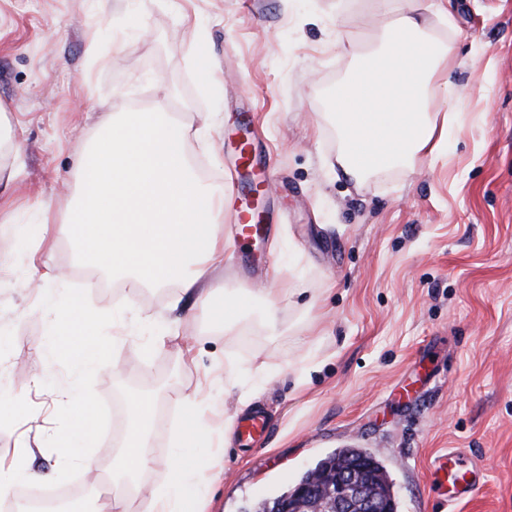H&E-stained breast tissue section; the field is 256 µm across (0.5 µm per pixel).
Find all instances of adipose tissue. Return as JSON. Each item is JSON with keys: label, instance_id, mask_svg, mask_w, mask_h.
Here are the masks:
<instances>
[{"label": "adipose tissue", "instance_id": "adipose-tissue-1", "mask_svg": "<svg viewBox=\"0 0 512 512\" xmlns=\"http://www.w3.org/2000/svg\"><path fill=\"white\" fill-rule=\"evenodd\" d=\"M383 10L398 13L386 27L363 64L340 82L330 99L341 143L337 177L360 181L364 176L410 166L424 156L448 149L453 126L430 113L441 101L448 113L459 111L465 97L444 73L453 68L451 45L427 33L420 16L433 10L449 34H456L452 14L442 0H377ZM192 128L183 126L158 99L147 112H124L111 129L98 135L79 167V202L63 223L48 208L37 206L43 232L76 243L85 262L99 269L127 271L133 282L150 280L175 285V303L193 300L210 317L232 326L253 291L228 293L212 301L210 276L224 265L229 239L218 218L224 212V190L200 181L188 168L185 142ZM77 330L88 338L79 352L53 347L50 358L67 359L87 375L114 360L120 345L115 336L97 329L104 315L86 310L81 298L70 301ZM58 398L78 405L82 414L73 424L75 444L96 440V407L82 388L57 389ZM165 451L168 482L152 494L153 512H200L203 494L191 495L193 476L184 450L204 434V409L193 399ZM135 423L123 451L114 461L124 474L139 471L151 460L153 404L132 403Z\"/></svg>", "mask_w": 512, "mask_h": 512}]
</instances>
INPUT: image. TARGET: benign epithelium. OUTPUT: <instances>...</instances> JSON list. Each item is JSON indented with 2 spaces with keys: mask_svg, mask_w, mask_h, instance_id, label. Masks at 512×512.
I'll list each match as a JSON object with an SVG mask.
<instances>
[{
  "mask_svg": "<svg viewBox=\"0 0 512 512\" xmlns=\"http://www.w3.org/2000/svg\"><path fill=\"white\" fill-rule=\"evenodd\" d=\"M393 497L367 475L360 462L331 471L311 469L274 502H261L254 512H392Z\"/></svg>",
  "mask_w": 512,
  "mask_h": 512,
  "instance_id": "7a95c632",
  "label": "benign epithelium"
}]
</instances>
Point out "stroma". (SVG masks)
<instances>
[{"label": "stroma", "mask_w": 512, "mask_h": 512, "mask_svg": "<svg viewBox=\"0 0 512 512\" xmlns=\"http://www.w3.org/2000/svg\"><path fill=\"white\" fill-rule=\"evenodd\" d=\"M461 31L453 81L469 96L446 156L335 178L339 140L330 91L391 17L371 0H0V154L15 217L0 228V364L15 388L0 427V457L29 441L27 466L55 473L51 489L83 487L94 512L132 428L129 399L152 396L154 447L164 448L186 396L200 394L208 428L188 456L199 465L207 512H252L342 448L385 466L397 512H512V0H449ZM351 43L336 51L337 35ZM205 48L217 71L197 75ZM167 95L182 121L205 128L187 155L224 189V226L249 177L268 233L231 245L214 282L227 292L281 289L274 316L247 305L232 331L186 306L174 286L131 288L92 269L73 242L44 237L34 201L56 221L71 209L78 167L113 115ZM263 156L250 169L241 150ZM61 270L64 295L44 315L26 288L31 250ZM134 313L125 351L96 373L54 363L55 380L94 397L99 434L92 472L64 464L58 437L75 408L37 384L53 342H71L67 298ZM179 316L187 337L154 342L156 323ZM264 418L265 439L239 445L224 426L240 396ZM459 451L477 484L455 506L429 470ZM166 476L163 456L124 477L131 512H148Z\"/></svg>", "instance_id": "35a3bbf8"}]
</instances>
